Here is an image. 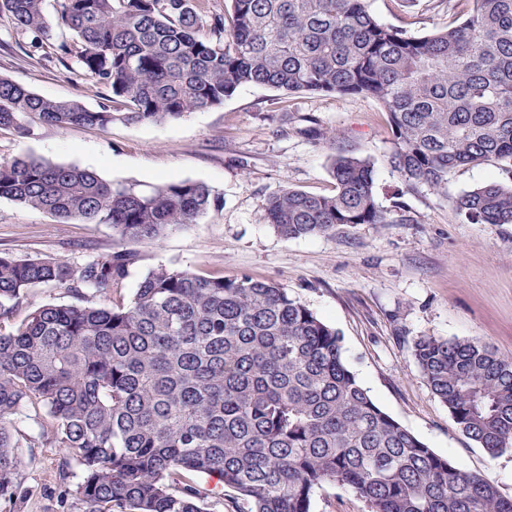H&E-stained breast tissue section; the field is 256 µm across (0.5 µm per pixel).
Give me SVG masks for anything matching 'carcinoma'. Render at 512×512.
I'll use <instances>...</instances> for the list:
<instances>
[{"instance_id":"obj_1","label":"carcinoma","mask_w":512,"mask_h":512,"mask_svg":"<svg viewBox=\"0 0 512 512\" xmlns=\"http://www.w3.org/2000/svg\"><path fill=\"white\" fill-rule=\"evenodd\" d=\"M62 0L63 63L109 88L89 109L0 77V129L33 123L107 130L178 120L240 88L365 95L388 114L391 168L407 190L448 173L512 163V0H456L460 22L416 37L378 21L366 0ZM44 0H0L22 32L51 36ZM332 195L282 189L265 204L287 238L391 224L370 159H330ZM63 223L108 224L113 251L82 261L0 255V498L18 497L19 449L57 448L81 475L83 512H210L189 481L214 477L246 512H311L325 486L351 487L370 512H512V498L437 454L373 400L339 332L273 283L149 270L125 245L159 241L221 200L204 182L144 185L21 155L0 162V199ZM471 224H512V186L452 200ZM76 302L1 321L32 290ZM413 355L458 429L490 456L512 447V359L474 339L421 336ZM35 412L41 429L12 416Z\"/></svg>"}]
</instances>
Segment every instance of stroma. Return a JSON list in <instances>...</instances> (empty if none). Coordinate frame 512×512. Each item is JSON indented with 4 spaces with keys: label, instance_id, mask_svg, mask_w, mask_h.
<instances>
[{
    "label": "stroma",
    "instance_id": "1",
    "mask_svg": "<svg viewBox=\"0 0 512 512\" xmlns=\"http://www.w3.org/2000/svg\"><path fill=\"white\" fill-rule=\"evenodd\" d=\"M383 24L417 36L456 19L447 0H367ZM0 76L51 99H76L95 109L107 90L59 63L54 41L32 46L29 34L0 16ZM292 112L282 121L281 108ZM316 118L336 141L302 135ZM393 149L388 116L362 95L295 94L256 85L239 89L223 105L161 123L95 127L34 126L27 136L0 130V160L32 154L51 162L95 170L112 182L207 183L219 210L169 233L162 241L132 243L137 255L123 292L132 295L152 268H186L231 279L247 274L287 288L335 327L345 360L379 406L462 469L483 475L512 497V450L492 457L457 428L432 393L412 356L421 336L474 338L512 358V224H471L451 201L461 192L496 181L512 185V166L487 161L455 170L443 191H406L388 163ZM370 158L378 201H401L404 224H359L330 235L288 239L265 219L267 197L293 188L334 193L329 159L338 152ZM89 244L112 249L106 224L63 223L0 200V254L70 259ZM19 479L29 493L0 512H82L77 478L59 481L62 455L27 448Z\"/></svg>",
    "mask_w": 512,
    "mask_h": 512
}]
</instances>
